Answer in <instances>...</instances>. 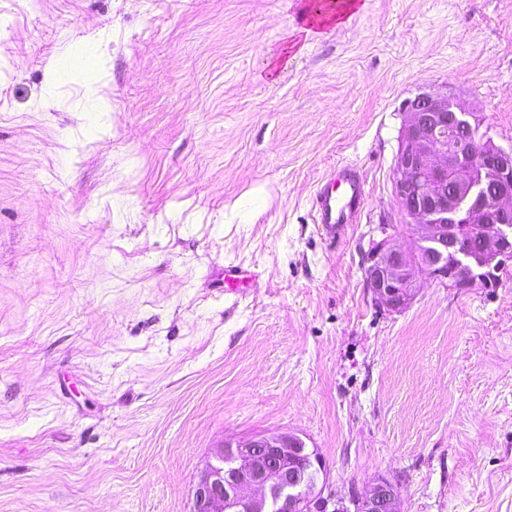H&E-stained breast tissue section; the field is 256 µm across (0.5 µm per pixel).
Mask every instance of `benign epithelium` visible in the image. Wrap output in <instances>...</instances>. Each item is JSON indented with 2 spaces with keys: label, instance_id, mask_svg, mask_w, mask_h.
<instances>
[{
  "label": "benign epithelium",
  "instance_id": "7a95c632",
  "mask_svg": "<svg viewBox=\"0 0 512 512\" xmlns=\"http://www.w3.org/2000/svg\"><path fill=\"white\" fill-rule=\"evenodd\" d=\"M402 110L392 189L417 247L395 248L383 224L365 268L374 302L389 312L411 305L422 276L487 288L512 261V148L495 145L489 128L446 96L419 95ZM466 235L481 246L459 248ZM324 487L323 458L296 434L227 440L202 469L191 512H400L397 489L383 477L348 499Z\"/></svg>",
  "mask_w": 512,
  "mask_h": 512
}]
</instances>
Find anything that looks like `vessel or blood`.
<instances>
[{
    "label": "vessel or blood",
    "instance_id": "b4317fda",
    "mask_svg": "<svg viewBox=\"0 0 512 512\" xmlns=\"http://www.w3.org/2000/svg\"><path fill=\"white\" fill-rule=\"evenodd\" d=\"M365 202V190L356 168L334 167L312 200L318 224L329 240L338 239L354 223Z\"/></svg>",
    "mask_w": 512,
    "mask_h": 512
}]
</instances>
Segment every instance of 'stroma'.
<instances>
[{"label":"stroma","mask_w":512,"mask_h":512,"mask_svg":"<svg viewBox=\"0 0 512 512\" xmlns=\"http://www.w3.org/2000/svg\"><path fill=\"white\" fill-rule=\"evenodd\" d=\"M358 2L301 48L311 0H0V512H190L224 441L289 432L341 496L512 512V265L398 313L364 276L378 225L415 242L405 101L512 147V0ZM365 202L363 182L350 164L334 167L312 200L317 224L334 241L357 219Z\"/></svg>","instance_id":"35a3bbf8"}]
</instances>
